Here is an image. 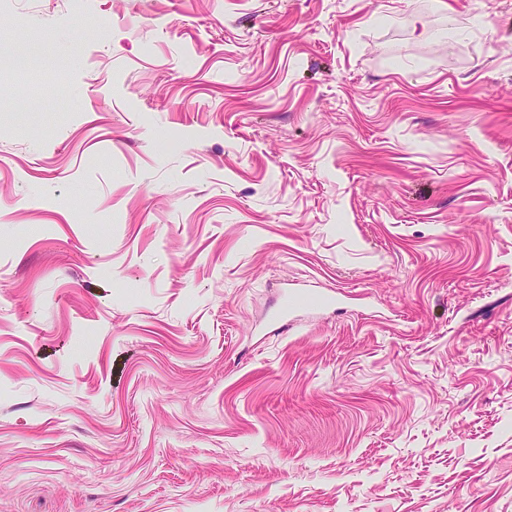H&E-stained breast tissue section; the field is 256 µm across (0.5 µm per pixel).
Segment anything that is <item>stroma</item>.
<instances>
[{"label":"stroma","instance_id":"obj_1","mask_svg":"<svg viewBox=\"0 0 512 512\" xmlns=\"http://www.w3.org/2000/svg\"><path fill=\"white\" fill-rule=\"evenodd\" d=\"M0 46V512H512V0Z\"/></svg>","mask_w":512,"mask_h":512}]
</instances>
